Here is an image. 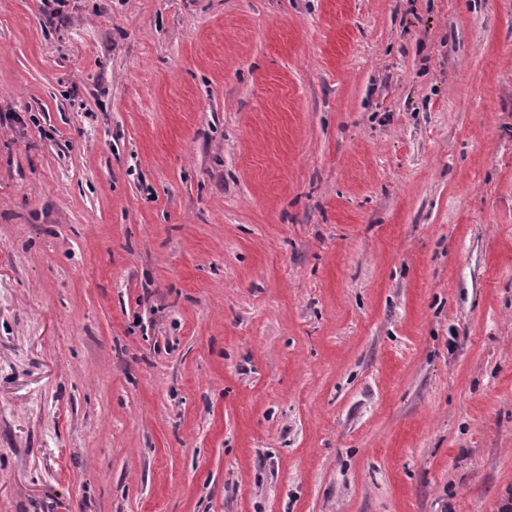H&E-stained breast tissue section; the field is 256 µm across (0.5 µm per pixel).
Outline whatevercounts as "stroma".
Returning a JSON list of instances; mask_svg holds the SVG:
<instances>
[{
  "instance_id": "stroma-1",
  "label": "stroma",
  "mask_w": 512,
  "mask_h": 512,
  "mask_svg": "<svg viewBox=\"0 0 512 512\" xmlns=\"http://www.w3.org/2000/svg\"><path fill=\"white\" fill-rule=\"evenodd\" d=\"M0 512H512V0H0Z\"/></svg>"
}]
</instances>
